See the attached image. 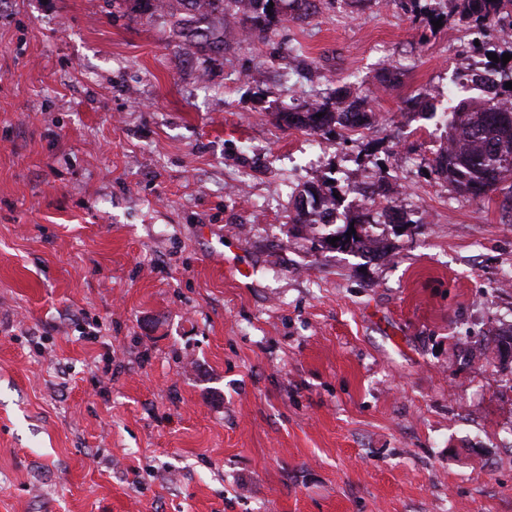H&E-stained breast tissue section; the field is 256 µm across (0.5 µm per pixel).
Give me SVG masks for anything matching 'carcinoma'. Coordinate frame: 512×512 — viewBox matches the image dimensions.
<instances>
[{
    "instance_id": "obj_1",
    "label": "carcinoma",
    "mask_w": 512,
    "mask_h": 512,
    "mask_svg": "<svg viewBox=\"0 0 512 512\" xmlns=\"http://www.w3.org/2000/svg\"><path fill=\"white\" fill-rule=\"evenodd\" d=\"M282 0H179L184 9L192 13L181 19V32L187 38L205 42L214 52L224 49V28L214 21L230 11L241 12L250 22L249 36L262 39L281 21ZM460 11L473 23L492 21L497 16L509 19L512 24V0H456ZM498 95L463 99L448 113V145L435 158L434 167L455 190L472 198H481L501 189L512 179V104L502 100L512 99V66L497 65ZM366 125L368 112L363 100L350 93L336 94L321 102L303 106L302 109L282 113V120L289 129H307L313 132L342 126L350 119ZM336 189L322 190L310 186L301 196L310 198L308 207L296 205L293 227L311 226L319 234L321 248L353 251L368 247L367 228L359 226L349 233V225L340 231H330L329 216L336 210ZM338 238L330 244L332 238Z\"/></svg>"
}]
</instances>
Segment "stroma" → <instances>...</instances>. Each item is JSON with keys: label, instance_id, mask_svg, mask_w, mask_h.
Here are the masks:
<instances>
[{"label": "stroma", "instance_id": "stroma-1", "mask_svg": "<svg viewBox=\"0 0 512 512\" xmlns=\"http://www.w3.org/2000/svg\"><path fill=\"white\" fill-rule=\"evenodd\" d=\"M316 4L216 54L139 0H0V512H512V194L432 171L472 31ZM337 90L362 134L279 123ZM312 185L370 250L293 230Z\"/></svg>", "mask_w": 512, "mask_h": 512}]
</instances>
